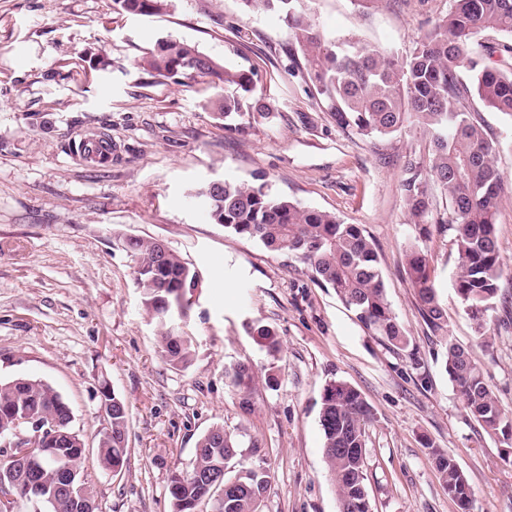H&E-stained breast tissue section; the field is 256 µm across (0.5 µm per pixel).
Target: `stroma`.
<instances>
[{
  "label": "stroma",
  "instance_id": "35a3bbf8",
  "mask_svg": "<svg viewBox=\"0 0 512 512\" xmlns=\"http://www.w3.org/2000/svg\"><path fill=\"white\" fill-rule=\"evenodd\" d=\"M450 0H313L327 36L355 34L402 56ZM194 44L223 65L254 71L255 97L274 109L242 131L216 113L222 89L209 76L175 85L139 62L162 39ZM281 13L254 14L241 0H168L152 16L118 12L112 0H0V381L52 385L84 439V477L99 512H171L170 476L189 469L199 436L223 425L243 448L236 470L258 466L274 480L263 512H338L322 454L321 396L332 381L357 389L372 409L366 484L372 512H459L439 481L431 448L465 473L471 512H512V452L466 419L443 368L445 338L469 347L512 412V323L489 318L476 335L454 288V231L409 220L402 183L424 149L413 125L369 140L336 126L304 65L288 54ZM497 142L505 181L496 221L502 286L512 285V119L470 100ZM104 136L112 162L76 151ZM267 175L303 206L358 224L373 240L392 312L410 336L389 349L296 259L213 223L193 196L214 179ZM163 240L199 273L187 320V367L159 353L158 328L137 288L126 236ZM428 254L448 335L430 333L403 269L405 253ZM273 328L269 358L248 323ZM238 362L272 368L250 410L227 372ZM129 407L120 474L98 467L107 423L100 391ZM261 453H252L250 440Z\"/></svg>",
  "mask_w": 512,
  "mask_h": 512
}]
</instances>
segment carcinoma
Returning a JSON list of instances; mask_svg holds the SVG:
<instances>
[{"label": "carcinoma", "mask_w": 512, "mask_h": 512, "mask_svg": "<svg viewBox=\"0 0 512 512\" xmlns=\"http://www.w3.org/2000/svg\"><path fill=\"white\" fill-rule=\"evenodd\" d=\"M251 13L277 9L284 13L293 41L290 54L303 57L308 80L336 125L365 138L391 136L413 121L428 136L424 156L407 164L403 191L409 216L422 224L454 227L456 279L454 288L463 311L478 336L488 338V312L500 297L502 261L495 224L504 175L498 168L496 145L483 123L468 110L475 96L488 109L512 118V0H451L448 13L429 29L409 55L398 57L365 43L356 35L325 38L311 17L309 0H242ZM128 14L155 15L166 0H113ZM493 32L502 40L482 44L477 37ZM196 63L186 68L187 63ZM152 76L176 82L193 75L212 76L224 84L218 116L238 117L251 126L271 117L273 108L245 94L255 90L254 74L221 65L196 46L175 38L157 43L140 61ZM436 187L445 200L443 212L434 214ZM194 197L211 220L236 236L260 242L266 249L292 256L305 264L317 282L355 312L357 320L390 348L406 350L409 336L393 314L385 291L380 260L374 244L359 224H348L335 214L309 208L275 192L269 181L224 180L218 189L206 184ZM139 258L134 267L148 314L159 324L160 353L174 367L186 366L191 340L172 327V320L187 317L189 303L179 298L196 286L197 272L169 251L163 268L153 266L156 242L136 237L122 243ZM405 273L419 302L427 327L434 333L448 328L447 315L431 277L427 253L419 246L406 254ZM256 343L272 357L281 340L269 326H250ZM444 369L456 387L466 417L487 435L512 445V415L505 412L487 383L485 372L462 344L446 340ZM228 377L249 403L257 375L239 364ZM102 405L111 434H103L97 461L104 470L127 456L129 409L124 400L103 390ZM27 413L51 421L55 435L29 450L34 467L3 447L17 416ZM372 410L361 394L345 382L334 381L322 396L319 422L328 471L337 489L340 512H370L366 486V423ZM73 410L48 383L20 377L0 383V483L17 492L14 505L3 512L29 507L19 490L31 478L45 488L39 512H97L93 489L82 479L86 449L73 430ZM240 441L222 425L205 431L196 442L195 459L188 470L172 473V512H195L204 501L215 506L216 491L199 480L195 471L223 473L233 467ZM440 482L466 512L471 505L467 478L456 460L439 448L431 449ZM272 476L261 471L244 476L237 494L222 510L260 512Z\"/></svg>", "instance_id": "carcinoma-1"}]
</instances>
